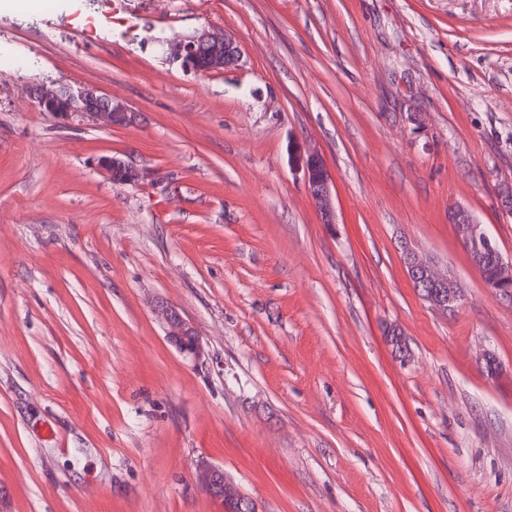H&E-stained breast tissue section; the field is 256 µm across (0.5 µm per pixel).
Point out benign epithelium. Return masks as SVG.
<instances>
[{"label":"benign epithelium","mask_w":512,"mask_h":512,"mask_svg":"<svg viewBox=\"0 0 512 512\" xmlns=\"http://www.w3.org/2000/svg\"><path fill=\"white\" fill-rule=\"evenodd\" d=\"M221 44L224 45L222 64L215 62L214 51V47ZM166 55L174 61L208 57L212 62L203 69L205 73L235 69L241 66L243 58L240 45L232 33L209 30L166 42ZM62 89L65 92L66 110L51 113L52 118L62 124L87 120L101 127L112 128L130 125L135 120V113L124 103L99 93L93 87L64 85ZM96 165L116 185H133L152 179L148 169L139 168L117 155H102L98 157ZM304 175L308 193L322 223H336L333 182L324 157L315 152L309 154L305 161ZM448 223L452 224L458 240L467 251L472 267L481 275L487 268L493 270V277L483 279L485 287L494 292L512 294V257L502 255L485 225L462 205L448 209ZM403 263L412 284L432 306L443 312L457 307L461 300V290L448 269L440 267L410 245L403 247ZM155 313L165 326L167 340L179 353L195 363L205 358L201 336L175 307L161 302L156 305ZM196 476L210 496L224 502L225 512H236L237 505L224 500L222 469L203 465Z\"/></svg>","instance_id":"7a95c632"}]
</instances>
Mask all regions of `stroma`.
Wrapping results in <instances>:
<instances>
[{"label": "stroma", "mask_w": 512, "mask_h": 512, "mask_svg": "<svg viewBox=\"0 0 512 512\" xmlns=\"http://www.w3.org/2000/svg\"><path fill=\"white\" fill-rule=\"evenodd\" d=\"M205 29L240 67L157 43ZM62 83L139 118L59 124L34 92ZM112 154L157 181L113 186ZM458 203L512 255V0L1 10L0 512H224L203 463L255 512H512V297L472 268ZM406 241L458 280L454 312L413 287ZM166 43V55L167 58L173 61H179L182 59L186 60V65L191 68L190 60L193 58L208 57L212 59V63H209V59L206 60L207 67L203 70L196 69L197 72H213V71H228L237 69L241 66L242 62V51L236 37L224 30V32H211L209 30H203L192 36H188L184 39L165 41ZM219 53L224 55V65L216 62V55L214 46H219ZM304 175L308 193L320 214L322 223H335L336 212L332 191L334 185L324 157L315 152L310 153L305 161ZM155 313L165 326L167 340L179 353L194 363L205 358L206 351L201 336L174 306L161 302L156 305ZM196 476L199 483L210 496L224 503V510L226 512H237V505L224 501V483L229 481L224 477L222 469L212 465H203L198 469Z\"/></svg>", "instance_id": "stroma-1"}]
</instances>
